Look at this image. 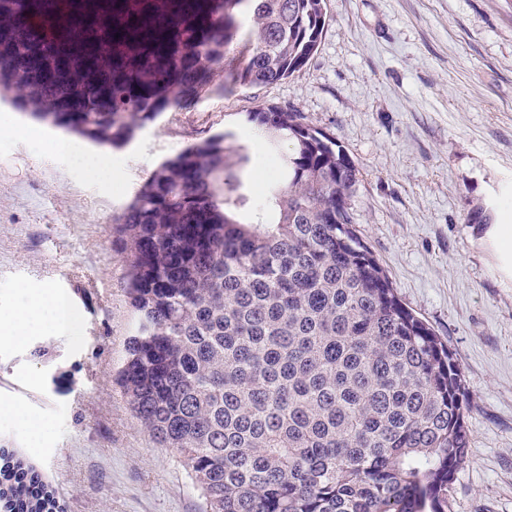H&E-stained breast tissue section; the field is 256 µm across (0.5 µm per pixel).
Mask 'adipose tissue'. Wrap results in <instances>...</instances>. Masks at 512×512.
I'll list each match as a JSON object with an SVG mask.
<instances>
[{
  "label": "adipose tissue",
  "instance_id": "ef3b65f1",
  "mask_svg": "<svg viewBox=\"0 0 512 512\" xmlns=\"http://www.w3.org/2000/svg\"><path fill=\"white\" fill-rule=\"evenodd\" d=\"M479 247L493 259L502 282L512 285V224L497 221L478 228ZM75 315L65 295L50 288L21 290L15 304L0 308V344L20 345L29 337L73 329Z\"/></svg>",
  "mask_w": 512,
  "mask_h": 512
}]
</instances>
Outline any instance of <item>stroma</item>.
Listing matches in <instances>:
<instances>
[{
  "label": "stroma",
  "mask_w": 512,
  "mask_h": 512,
  "mask_svg": "<svg viewBox=\"0 0 512 512\" xmlns=\"http://www.w3.org/2000/svg\"><path fill=\"white\" fill-rule=\"evenodd\" d=\"M315 55L292 76L161 113L112 151L113 191L35 151L58 129L0 112V307L18 287L63 293L67 333L0 346V396L41 420L30 437L0 414L66 512H198L179 458L134 419L117 383L135 314L112 222L144 180L213 136L248 160L263 203L268 163L247 116L300 113L358 170L355 228L404 304L447 341L471 408L469 458L450 512H512V288L473 229L512 213V0H326Z\"/></svg>",
  "instance_id": "35a3bbf8"
}]
</instances>
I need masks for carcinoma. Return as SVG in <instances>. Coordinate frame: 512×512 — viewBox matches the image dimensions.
<instances>
[{
    "mask_svg": "<svg viewBox=\"0 0 512 512\" xmlns=\"http://www.w3.org/2000/svg\"><path fill=\"white\" fill-rule=\"evenodd\" d=\"M325 23V0H0V92L118 147L173 105L301 70ZM248 121L279 159L267 206L217 136L112 219L137 317L118 373L133 417L179 456L199 512H449L470 447L459 362L353 229L341 146L297 112ZM45 502L1 449L0 509Z\"/></svg>",
    "mask_w": 512,
    "mask_h": 512,
    "instance_id": "obj_1",
    "label": "carcinoma"
}]
</instances>
